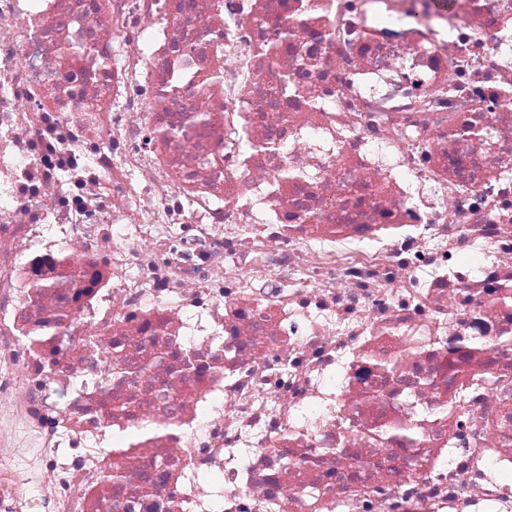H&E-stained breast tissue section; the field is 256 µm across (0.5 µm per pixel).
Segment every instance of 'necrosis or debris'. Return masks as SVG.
I'll return each instance as SVG.
<instances>
[{"mask_svg": "<svg viewBox=\"0 0 512 512\" xmlns=\"http://www.w3.org/2000/svg\"><path fill=\"white\" fill-rule=\"evenodd\" d=\"M512 0H0V512H512Z\"/></svg>", "mask_w": 512, "mask_h": 512, "instance_id": "necrosis-or-debris-1", "label": "necrosis or debris"}]
</instances>
